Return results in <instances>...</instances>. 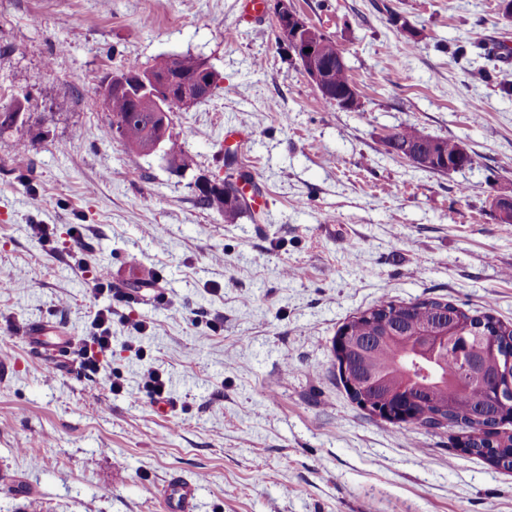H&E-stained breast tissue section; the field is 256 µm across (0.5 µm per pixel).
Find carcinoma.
<instances>
[{
	"mask_svg": "<svg viewBox=\"0 0 512 512\" xmlns=\"http://www.w3.org/2000/svg\"><path fill=\"white\" fill-rule=\"evenodd\" d=\"M306 35L328 67L331 87L328 102H336L346 93L350 98L348 109H359V92L347 68L336 60V42L315 26L307 30ZM199 60L200 57L191 54L177 55L171 62L166 58L156 60L153 67L163 78L192 81L206 99L212 94L214 83L200 71ZM107 107L112 116L109 131H118L126 141H139L156 135L163 121L158 113L148 111L135 92L115 93ZM393 134L402 145L434 146L436 162L428 168L430 172L439 173L448 166L453 170L471 168L477 164L473 155L461 154L457 142L426 135L413 125L401 126ZM163 152L179 168H190L196 164L195 156L187 152L182 140L171 133L164 140ZM200 200L224 213L227 222L234 221L245 204L239 187L232 193L227 189L202 188ZM347 325L352 338L370 342L361 350L355 344H348L345 350L347 370L364 384L363 397L366 401L380 407L393 402L400 390L412 381L415 353L407 349V339L442 336L452 329L471 337L476 345L472 346V367L468 374L459 370L454 350L448 347L438 349L435 377L431 385L414 394L410 424L430 429L435 415L439 414L458 427L468 445V454L483 458L497 468L512 471V433L501 430L492 439L487 431L488 426L497 423L500 402L492 398V383L500 379L505 349L512 347V324L502 322L489 311L465 310L439 299L406 303L383 297L352 317Z\"/></svg>",
	"mask_w": 512,
	"mask_h": 512,
	"instance_id": "carcinoma-1",
	"label": "carcinoma"
}]
</instances>
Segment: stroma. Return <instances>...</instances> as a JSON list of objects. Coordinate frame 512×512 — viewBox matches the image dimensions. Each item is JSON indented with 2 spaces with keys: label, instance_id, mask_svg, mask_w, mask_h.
<instances>
[{
  "label": "stroma",
  "instance_id": "1",
  "mask_svg": "<svg viewBox=\"0 0 512 512\" xmlns=\"http://www.w3.org/2000/svg\"><path fill=\"white\" fill-rule=\"evenodd\" d=\"M340 48L362 106L317 92L240 0H0V512H166L174 475L196 512H512V471L445 430L371 415L341 384L340 328L384 297L491 306L512 322L508 60L499 0H293ZM205 58L217 86L172 115L181 170L109 133L99 89L165 56ZM413 125L477 165L445 174L388 151ZM27 160L16 163L19 145ZM262 193L233 223L203 205L225 150ZM46 225L48 242L30 231ZM112 291H94L100 271ZM112 309V353L85 376L25 341L80 340ZM143 321L134 331L130 319ZM170 410L130 400L144 368ZM121 380L123 391L112 388Z\"/></svg>",
  "mask_w": 512,
  "mask_h": 512
}]
</instances>
